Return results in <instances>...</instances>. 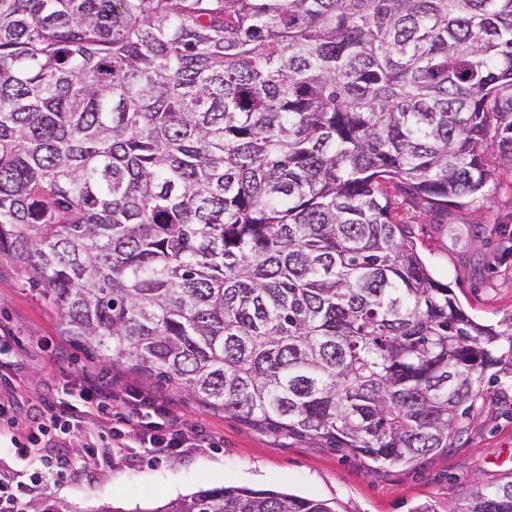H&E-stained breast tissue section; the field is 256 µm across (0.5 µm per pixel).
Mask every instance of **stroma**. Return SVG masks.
Segmentation results:
<instances>
[{
  "mask_svg": "<svg viewBox=\"0 0 512 512\" xmlns=\"http://www.w3.org/2000/svg\"><path fill=\"white\" fill-rule=\"evenodd\" d=\"M397 213L413 232L433 276L447 283L478 323L494 324L512 313V172L496 170L482 195L447 215L433 216L399 204ZM59 312L22 286L7 258H0V327L14 336L0 355V397L10 385L24 391L23 410L43 399L75 392L86 374L112 379L114 399L139 390L171 400L188 426L207 444L153 456L137 448H108L93 421L72 434L69 450L81 471L45 486L74 512L101 506L147 512L205 487L233 485L281 489L334 502L338 512H444L475 485H495L512 476V374L482 376L466 416L447 447L408 465H375L362 456L308 434L256 428L201 404L121 363L87 356L59 333ZM26 423L0 431V475L25 484L33 457L15 454L12 439H24Z\"/></svg>",
  "mask_w": 512,
  "mask_h": 512,
  "instance_id": "35a3bbf8",
  "label": "stroma"
}]
</instances>
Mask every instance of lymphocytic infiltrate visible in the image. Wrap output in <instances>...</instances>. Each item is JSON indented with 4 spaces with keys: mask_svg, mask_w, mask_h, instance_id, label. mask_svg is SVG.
Instances as JSON below:
<instances>
[{
    "mask_svg": "<svg viewBox=\"0 0 512 512\" xmlns=\"http://www.w3.org/2000/svg\"><path fill=\"white\" fill-rule=\"evenodd\" d=\"M79 403L59 397L49 402L43 415L28 427L30 446L50 442L53 435L68 434L88 418H95L116 448L135 443L151 452L169 448H191L200 437L185 427L171 405L160 404L141 392L130 393L124 411L112 407V380L84 376L79 382Z\"/></svg>",
    "mask_w": 512,
    "mask_h": 512,
    "instance_id": "obj_1",
    "label": "lymphocytic infiltrate"
}]
</instances>
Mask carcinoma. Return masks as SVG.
Instances as JSON below:
<instances>
[{
	"mask_svg": "<svg viewBox=\"0 0 512 512\" xmlns=\"http://www.w3.org/2000/svg\"><path fill=\"white\" fill-rule=\"evenodd\" d=\"M512 169V0H0V255L105 361L381 464L448 447L512 314L433 277ZM28 512H74L33 486ZM151 512H335L199 489ZM448 512H512V479Z\"/></svg>",
	"mask_w": 512,
	"mask_h": 512,
	"instance_id": "carcinoma-1",
	"label": "carcinoma"
}]
</instances>
